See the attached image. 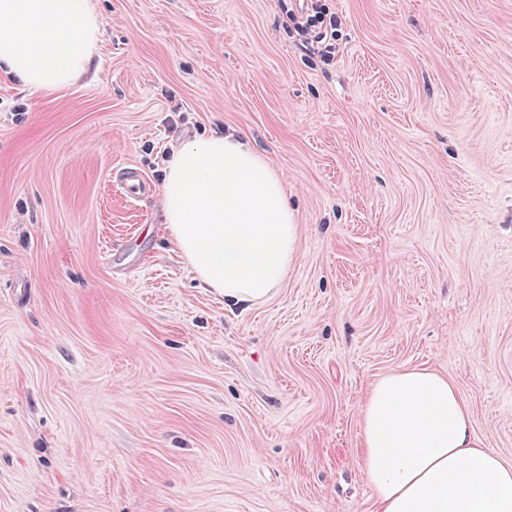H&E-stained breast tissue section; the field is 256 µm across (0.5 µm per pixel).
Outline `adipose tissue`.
I'll return each instance as SVG.
<instances>
[{
	"label": "adipose tissue",
	"mask_w": 512,
	"mask_h": 512,
	"mask_svg": "<svg viewBox=\"0 0 512 512\" xmlns=\"http://www.w3.org/2000/svg\"><path fill=\"white\" fill-rule=\"evenodd\" d=\"M101 35L91 0H0V69L28 88L80 80ZM162 222L202 285L228 303L273 296L297 250L281 176L233 134L172 151ZM362 447L377 512H512V464L476 437L468 399L438 372L378 380L364 403Z\"/></svg>",
	"instance_id": "1"
}]
</instances>
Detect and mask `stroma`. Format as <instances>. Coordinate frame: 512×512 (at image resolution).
<instances>
[{
  "label": "stroma",
  "instance_id": "obj_1",
  "mask_svg": "<svg viewBox=\"0 0 512 512\" xmlns=\"http://www.w3.org/2000/svg\"><path fill=\"white\" fill-rule=\"evenodd\" d=\"M326 3L327 64L281 0H94L77 83L0 72V512H375L362 406L411 367L512 463V0ZM216 130L298 224L246 310L161 223L166 157ZM122 181L126 188V196L131 201L148 196L152 190L151 183L133 168H125Z\"/></svg>",
  "mask_w": 512,
  "mask_h": 512
}]
</instances>
